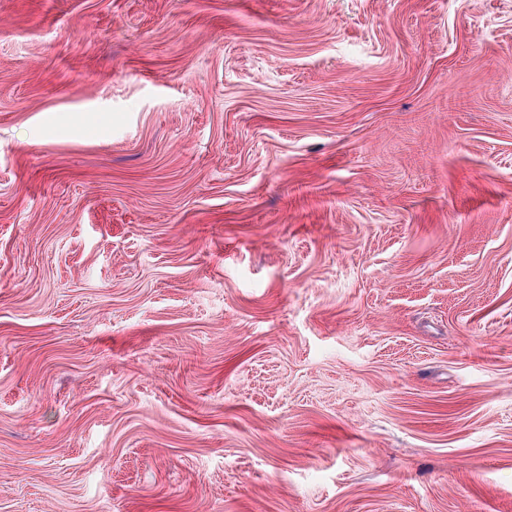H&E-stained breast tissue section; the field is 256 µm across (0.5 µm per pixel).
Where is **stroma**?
Listing matches in <instances>:
<instances>
[{
  "label": "stroma",
  "mask_w": 512,
  "mask_h": 512,
  "mask_svg": "<svg viewBox=\"0 0 512 512\" xmlns=\"http://www.w3.org/2000/svg\"><path fill=\"white\" fill-rule=\"evenodd\" d=\"M0 512H512V0H0Z\"/></svg>",
  "instance_id": "35a3bbf8"
}]
</instances>
